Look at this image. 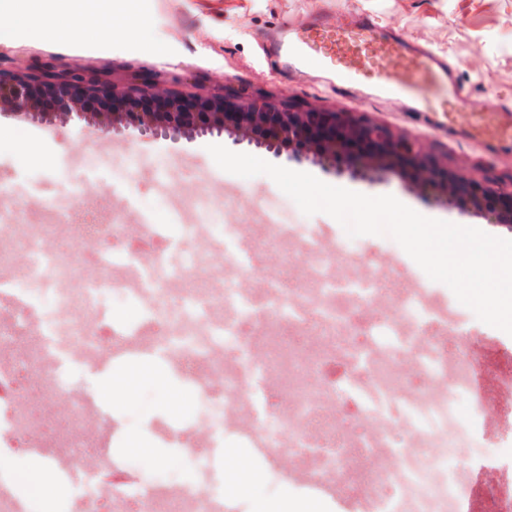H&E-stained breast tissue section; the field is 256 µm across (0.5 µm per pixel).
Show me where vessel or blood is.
<instances>
[{"instance_id": "vessel-or-blood-1", "label": "vessel or blood", "mask_w": 512, "mask_h": 512, "mask_svg": "<svg viewBox=\"0 0 512 512\" xmlns=\"http://www.w3.org/2000/svg\"><path fill=\"white\" fill-rule=\"evenodd\" d=\"M292 65L335 70L339 86L375 85L379 97L408 99L414 111L448 114L465 101L446 56L435 54L367 20L348 28L312 26L289 33L275 48ZM405 60L402 71L379 81L370 76L389 59Z\"/></svg>"}]
</instances>
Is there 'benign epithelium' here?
<instances>
[{
    "label": "benign epithelium",
    "mask_w": 512,
    "mask_h": 512,
    "mask_svg": "<svg viewBox=\"0 0 512 512\" xmlns=\"http://www.w3.org/2000/svg\"><path fill=\"white\" fill-rule=\"evenodd\" d=\"M0 111L32 122H84L105 132L133 127L152 139L225 133L239 143L370 182L384 172L407 170L421 193L489 214L512 231V173L479 179L465 167L450 171L448 159L429 151L421 139L362 112L230 92L183 94L157 75L118 82L53 62L37 71L20 66L0 72Z\"/></svg>",
    "instance_id": "7a95c632"
}]
</instances>
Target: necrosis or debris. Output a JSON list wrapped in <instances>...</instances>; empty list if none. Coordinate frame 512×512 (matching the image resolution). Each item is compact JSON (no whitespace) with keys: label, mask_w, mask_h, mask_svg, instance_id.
<instances>
[{"label":"necrosis or debris","mask_w":512,"mask_h":512,"mask_svg":"<svg viewBox=\"0 0 512 512\" xmlns=\"http://www.w3.org/2000/svg\"><path fill=\"white\" fill-rule=\"evenodd\" d=\"M111 225V213L63 218L53 203L37 228L0 221V239L15 246L0 250V512H37L42 497L13 461L21 446L73 480L77 512H99L102 502L110 512H246L215 464L230 435L259 449L271 483L286 453L306 484L350 487L367 512H455L466 476L452 461L465 420L448 395L468 393L472 365L449 354L446 332L431 326V310L412 289L338 274L320 240L307 234L289 248L278 224L244 234L219 227L208 256L188 255L178 269L168 265L176 240L164 227L145 226L144 249L118 253L102 243ZM62 237L71 252L59 253ZM270 256L277 271L265 287H241L243 266ZM215 257L224 258V275L215 274ZM116 292L138 303L142 319L103 336L92 314ZM134 352L192 382L214 428L176 432L191 466L175 481L74 474L71 455L98 438L88 431V402L70 388L72 363ZM48 370L58 379L51 392L13 395L19 376L35 382ZM417 377L446 378L451 387L427 394L414 386ZM350 407L369 420L356 432L340 424ZM289 418L297 430L287 438Z\"/></svg>","instance_id":"4bbe7bcc"}]
</instances>
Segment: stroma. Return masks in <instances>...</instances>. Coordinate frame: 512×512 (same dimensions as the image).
<instances>
[{
  "label": "stroma",
  "mask_w": 512,
  "mask_h": 512,
  "mask_svg": "<svg viewBox=\"0 0 512 512\" xmlns=\"http://www.w3.org/2000/svg\"><path fill=\"white\" fill-rule=\"evenodd\" d=\"M97 11L111 13L115 32L102 40L95 25H86L66 43L38 40L27 31L11 29L8 18L0 27L9 29L0 40V69H14L18 63L35 68L56 59L80 69L111 75L124 81L136 75L161 73L168 86L177 90L232 86L245 96L269 94L309 104L367 113L374 120L431 143L446 154L449 168L474 167L476 175L512 171V143L489 150L483 140L468 137L471 121L490 112L499 96L512 94V0H136L137 30L127 33L125 0H96ZM362 17H372L393 27L423 46L446 52L457 67L461 81L471 94L458 115L456 135L432 126L427 112L410 111L408 103L382 98L357 100L336 88L333 72L291 68L272 55L273 41L288 31H301L310 23L324 21L344 27ZM40 124L0 114V181L25 188L21 203L30 221H37L46 203L62 198V176L80 182L93 174L85 198L102 201L111 209L116 223L131 231L141 228L140 217L153 215L161 226L197 225L194 239L186 247L206 252L215 231L209 220L200 219L195 206L207 202L221 208L224 223L253 225L264 215L284 224L308 226L330 250L344 252L342 266L357 278L374 275V263H382L384 276L407 287L425 289L429 303L446 312L448 327L469 335L467 347L482 364L484 403L480 426L471 428L456 450L455 461L466 467L469 482L462 499L472 512H512V492L506 489V475L485 469L483 455L492 454L512 439L500 412L512 407V336L479 321L460 304L444 284L432 281L393 239L365 235L349 238L332 217L318 213L304 215L268 176L242 178L217 167L208 145L234 148L228 135H206L193 139L149 140L136 129L111 135L89 136L87 128L56 125L51 137H43ZM257 157L278 165L313 174L323 182L367 195L390 194L420 214L486 233L510 238L512 232L485 215L459 204L439 203L421 196L408 173H386L367 183L346 174H336L308 161L291 162L257 150ZM81 386L93 389L101 382L129 381L130 398L116 401L94 393L90 405L94 425L101 433L102 448L118 457L137 459L126 470L127 478L165 463L176 465L177 449H159L150 420L170 423L172 419L200 421L197 401L190 384L166 364L146 354H136L78 370ZM124 425L120 442L112 440V423ZM223 463L239 462L252 481L238 490L249 512L258 501L288 497L298 501H321L324 512H357V505L345 496H332L304 487L293 474L289 457H282V476L270 485L267 471L251 448L226 442Z\"/></svg>",
  "instance_id": "obj_1"
}]
</instances>
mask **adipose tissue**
<instances>
[{
	"mask_svg": "<svg viewBox=\"0 0 512 512\" xmlns=\"http://www.w3.org/2000/svg\"><path fill=\"white\" fill-rule=\"evenodd\" d=\"M0 11L35 38L69 40L78 35L87 18H95L103 36L112 34L111 15H93L88 0H0Z\"/></svg>",
	"mask_w": 512,
	"mask_h": 512,
	"instance_id": "1",
	"label": "adipose tissue"
}]
</instances>
